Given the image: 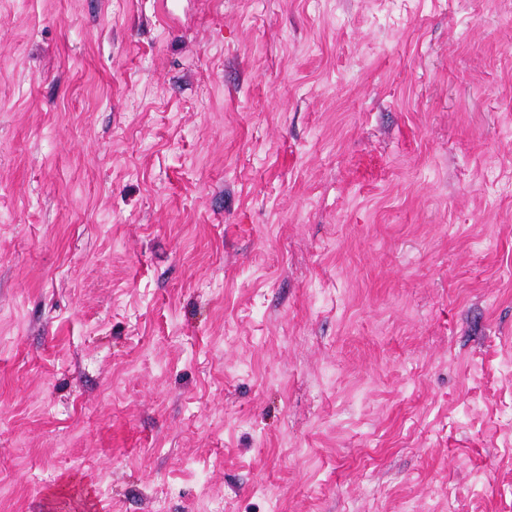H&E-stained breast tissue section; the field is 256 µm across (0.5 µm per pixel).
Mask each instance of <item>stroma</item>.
<instances>
[{"label":"stroma","instance_id":"35a3bbf8","mask_svg":"<svg viewBox=\"0 0 512 512\" xmlns=\"http://www.w3.org/2000/svg\"><path fill=\"white\" fill-rule=\"evenodd\" d=\"M0 512H512V0H0Z\"/></svg>","mask_w":512,"mask_h":512}]
</instances>
